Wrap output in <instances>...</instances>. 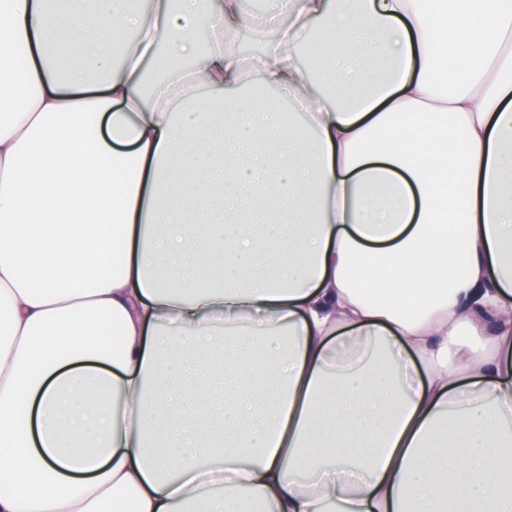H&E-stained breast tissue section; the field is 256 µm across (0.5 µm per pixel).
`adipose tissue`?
Segmentation results:
<instances>
[{"instance_id":"adipose-tissue-1","label":"adipose tissue","mask_w":512,"mask_h":512,"mask_svg":"<svg viewBox=\"0 0 512 512\" xmlns=\"http://www.w3.org/2000/svg\"><path fill=\"white\" fill-rule=\"evenodd\" d=\"M511 167L512 0H0V512H512ZM270 35L257 34L249 29H241L236 38V49L245 55H257L262 53L266 41ZM247 46L251 51H245L244 47Z\"/></svg>"}]
</instances>
